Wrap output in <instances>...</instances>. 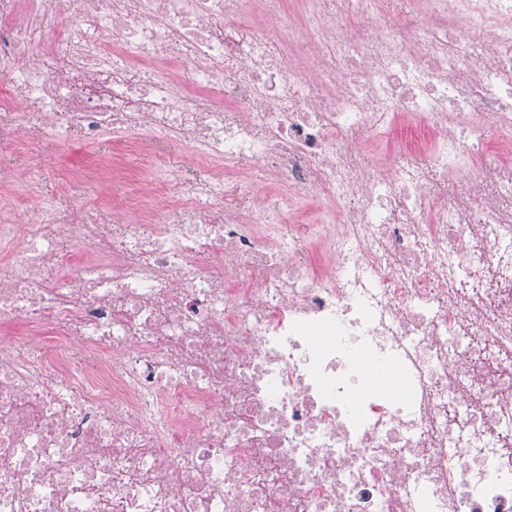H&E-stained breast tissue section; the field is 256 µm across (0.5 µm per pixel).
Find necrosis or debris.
Masks as SVG:
<instances>
[{"label":"necrosis or debris","mask_w":512,"mask_h":512,"mask_svg":"<svg viewBox=\"0 0 512 512\" xmlns=\"http://www.w3.org/2000/svg\"><path fill=\"white\" fill-rule=\"evenodd\" d=\"M0 75L1 149L267 187L0 207V512H512V0H0ZM215 177L216 173L212 170L189 167L186 163L183 165L176 148L166 149L157 157V179L167 187L162 192H169L172 186L188 188L189 183L212 181ZM320 208L309 206L299 198H293L288 206L282 207L279 224H316Z\"/></svg>","instance_id":"1"}]
</instances>
